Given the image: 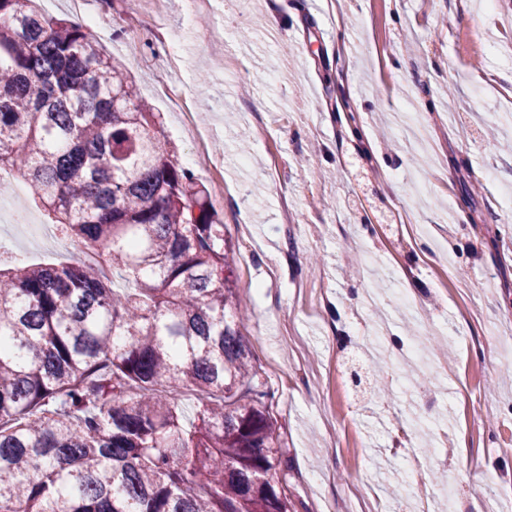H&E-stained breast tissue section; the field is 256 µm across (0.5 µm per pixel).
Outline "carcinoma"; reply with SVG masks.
Instances as JSON below:
<instances>
[{"instance_id":"1","label":"carcinoma","mask_w":512,"mask_h":512,"mask_svg":"<svg viewBox=\"0 0 512 512\" xmlns=\"http://www.w3.org/2000/svg\"><path fill=\"white\" fill-rule=\"evenodd\" d=\"M34 2L0 0V167L133 287L0 241V512H293L208 191L122 63Z\"/></svg>"}]
</instances>
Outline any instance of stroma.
<instances>
[{
	"instance_id": "obj_1",
	"label": "stroma",
	"mask_w": 512,
	"mask_h": 512,
	"mask_svg": "<svg viewBox=\"0 0 512 512\" xmlns=\"http://www.w3.org/2000/svg\"><path fill=\"white\" fill-rule=\"evenodd\" d=\"M315 2L86 11L172 160L197 144L156 85L208 134L296 512H512V0ZM5 205L38 227L0 231L21 258L72 257L29 185Z\"/></svg>"
}]
</instances>
